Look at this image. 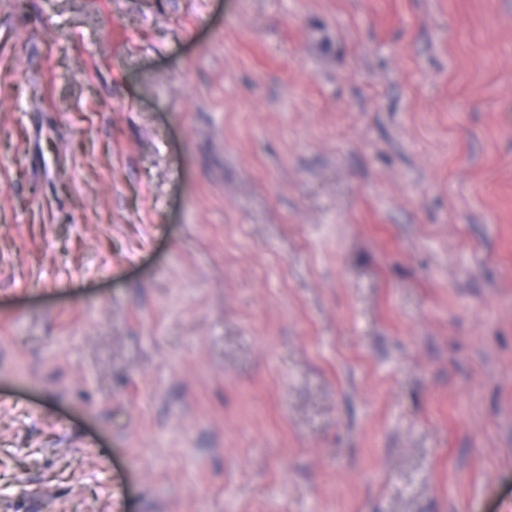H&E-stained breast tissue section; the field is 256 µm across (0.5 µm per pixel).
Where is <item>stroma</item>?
<instances>
[{
	"label": "stroma",
	"instance_id": "1",
	"mask_svg": "<svg viewBox=\"0 0 512 512\" xmlns=\"http://www.w3.org/2000/svg\"><path fill=\"white\" fill-rule=\"evenodd\" d=\"M0 512H512V0H0Z\"/></svg>",
	"mask_w": 512,
	"mask_h": 512
}]
</instances>
